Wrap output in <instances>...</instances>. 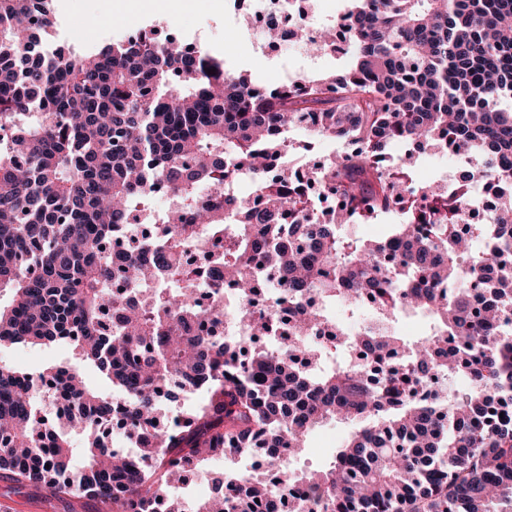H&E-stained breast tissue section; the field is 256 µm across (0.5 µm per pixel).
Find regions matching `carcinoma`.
Listing matches in <instances>:
<instances>
[{
  "instance_id": "carcinoma-1",
  "label": "carcinoma",
  "mask_w": 512,
  "mask_h": 512,
  "mask_svg": "<svg viewBox=\"0 0 512 512\" xmlns=\"http://www.w3.org/2000/svg\"><path fill=\"white\" fill-rule=\"evenodd\" d=\"M50 0H0V345L67 341L126 396L140 460L105 442L113 400L79 367L0 366V475L55 497L76 492L108 512H499L512 505V0H351L349 67L260 94L204 47L141 30L96 53L35 54ZM306 48L336 50L327 28ZM215 73H207L209 69ZM291 127L356 144L303 178L273 167L305 148ZM394 142L479 160L456 192L418 184L414 153ZM252 179L248 194L236 191ZM320 184L326 206L304 192ZM181 208L162 236L111 243L151 209L157 183ZM498 199L465 223L474 186ZM396 211L380 240L350 231ZM216 280L238 293L234 320L276 348L216 335L221 313L197 301L182 255L205 237ZM404 248L391 249L394 239ZM481 239L484 247L474 248ZM279 280L270 282L269 275ZM159 279L141 305L113 284ZM488 280L478 307L473 286ZM274 284L275 310L257 309ZM374 317L351 332L310 296ZM405 313L430 320L409 341ZM65 404L48 421L38 394ZM199 389L202 405L170 424L164 401ZM330 420L359 428L320 471H285ZM82 433L87 474L69 475ZM258 451L259 472L230 470L186 509L174 480L216 454Z\"/></svg>"
}]
</instances>
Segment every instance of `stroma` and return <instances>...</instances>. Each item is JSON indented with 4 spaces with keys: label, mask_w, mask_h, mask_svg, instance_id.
<instances>
[{
    "label": "stroma",
    "mask_w": 512,
    "mask_h": 512,
    "mask_svg": "<svg viewBox=\"0 0 512 512\" xmlns=\"http://www.w3.org/2000/svg\"><path fill=\"white\" fill-rule=\"evenodd\" d=\"M183 6L172 11L167 18L155 17V0H139L138 11L128 14L118 9L115 0H51L53 19L51 40L54 44L79 46L86 41L102 48L114 40L141 29H159L164 24L176 26L186 39L206 46L215 57L224 60L227 70L244 72L254 83H278L281 63H288L293 71L304 76L326 75L342 69L347 55L318 52L307 54L299 48L284 47L268 58L252 52L253 33H240L230 26L236 13L234 0H182ZM61 361L76 362L72 346L59 343L50 347L30 345L0 346V366L19 371L36 372ZM352 426L330 422L311 431L306 437L305 453L295 458V470H314L328 467L337 448L347 437ZM259 456L246 454L234 460L217 455L210 458L199 471L200 484L192 485L191 495L210 497L215 480L224 471H244L258 464ZM0 512H104L101 504L84 495L65 499L46 491L21 487L0 478Z\"/></svg>",
    "instance_id": "stroma-1"
}]
</instances>
